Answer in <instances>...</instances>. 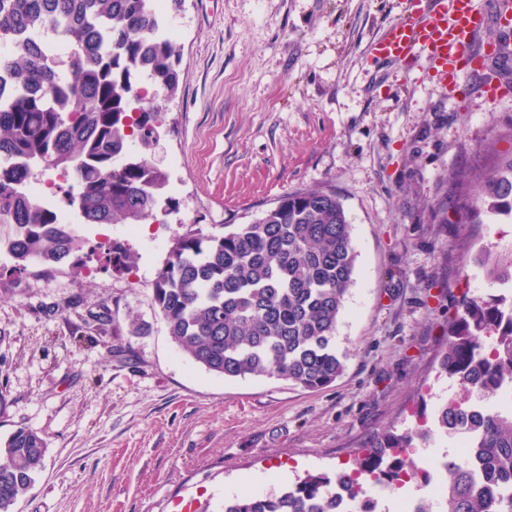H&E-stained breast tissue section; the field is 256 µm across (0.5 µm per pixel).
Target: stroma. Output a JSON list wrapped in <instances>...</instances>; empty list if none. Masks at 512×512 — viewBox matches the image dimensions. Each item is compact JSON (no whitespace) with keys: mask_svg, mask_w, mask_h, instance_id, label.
I'll return each mask as SVG.
<instances>
[{"mask_svg":"<svg viewBox=\"0 0 512 512\" xmlns=\"http://www.w3.org/2000/svg\"><path fill=\"white\" fill-rule=\"evenodd\" d=\"M406 0H185L171 13L180 81L160 100L163 224L115 270L97 224L86 266L13 272L0 255V439L47 444L14 512H223L306 474L355 464L378 432L413 427L460 301L494 288L467 251L512 240L471 219L462 172L512 151V90L441 82L426 60L368 47ZM331 189L352 226L355 282L337 342L346 370L307 390L207 372L170 339L153 283L175 240L246 224L282 195ZM108 309L100 326L91 314Z\"/></svg>","mask_w":512,"mask_h":512,"instance_id":"1","label":"stroma"}]
</instances>
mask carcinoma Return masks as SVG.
<instances>
[{
	"label": "carcinoma",
	"instance_id": "1",
	"mask_svg": "<svg viewBox=\"0 0 512 512\" xmlns=\"http://www.w3.org/2000/svg\"><path fill=\"white\" fill-rule=\"evenodd\" d=\"M156 0H0V56L12 91L0 94V241L14 269L67 264L82 248L73 225L54 224L23 187L36 173L70 174L63 190L86 224H140L154 216L166 173L148 158L163 125L149 84L175 96L179 54L163 28ZM474 210L487 223L512 220V152L499 154L470 182ZM352 226L332 189L287 193L248 224L204 233L189 230L173 244L153 284V299L176 346L207 371L226 378L277 377L310 389L332 384L345 369L337 344L345 296L354 283ZM112 242V266L133 263ZM465 262L493 285L512 286V244L483 247ZM437 375L456 395L431 413L429 428L376 434L356 468L343 475L351 500L372 512L369 483L394 494L414 479L406 454L473 433L477 459L445 458L444 495L421 500L417 512H512V410L470 412L477 401L512 387V296L463 300L448 321ZM46 442L19 428L0 441V512L24 496L42 468ZM488 484L477 487L473 466ZM336 476L308 474L266 496L224 502V512H336Z\"/></svg>",
	"mask_w": 512,
	"mask_h": 512
}]
</instances>
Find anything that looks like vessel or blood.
Segmentation results:
<instances>
[{
  "label": "vessel or blood",
  "mask_w": 512,
  "mask_h": 512,
  "mask_svg": "<svg viewBox=\"0 0 512 512\" xmlns=\"http://www.w3.org/2000/svg\"><path fill=\"white\" fill-rule=\"evenodd\" d=\"M486 27V17L472 0H407L371 51L381 59L425 55L440 77L452 79L460 62L474 60L472 40Z\"/></svg>",
  "instance_id": "obj_1"
}]
</instances>
